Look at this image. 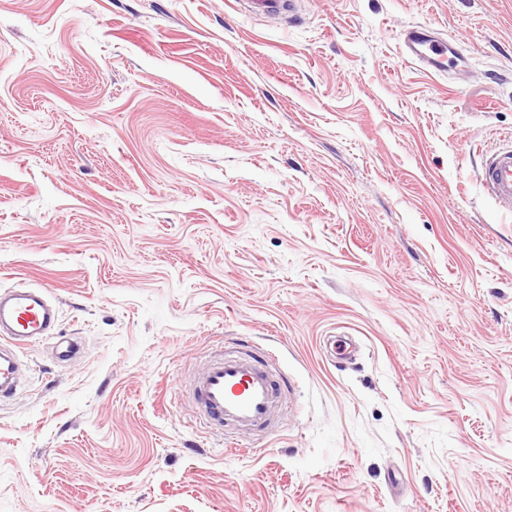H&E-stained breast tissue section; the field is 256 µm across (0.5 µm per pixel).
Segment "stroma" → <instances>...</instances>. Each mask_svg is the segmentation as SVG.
Wrapping results in <instances>:
<instances>
[{
	"label": "stroma",
	"mask_w": 512,
	"mask_h": 512,
	"mask_svg": "<svg viewBox=\"0 0 512 512\" xmlns=\"http://www.w3.org/2000/svg\"><path fill=\"white\" fill-rule=\"evenodd\" d=\"M509 136L512 0H0V290L59 307L0 512H512ZM269 349L278 427L226 447L174 386ZM403 50L407 59L417 62L429 72L448 73L462 72L461 63L465 57L457 45L445 41L424 25H414L403 34ZM482 185L495 204L512 214V146L503 144L485 153Z\"/></svg>",
	"instance_id": "1"
}]
</instances>
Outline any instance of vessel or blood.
Listing matches in <instances>:
<instances>
[{"label": "vessel or blood", "mask_w": 512, "mask_h": 512, "mask_svg": "<svg viewBox=\"0 0 512 512\" xmlns=\"http://www.w3.org/2000/svg\"><path fill=\"white\" fill-rule=\"evenodd\" d=\"M407 59L429 72L460 71L462 52L424 25L403 35ZM482 185L495 204L512 214V146L502 145L484 155ZM59 316L45 287L12 288L0 293V401L20 387L22 348L53 337ZM193 399L206 420L244 435L269 427L282 402L277 380L261 361L230 354L208 362L189 383Z\"/></svg>", "instance_id": "b4317fda"}]
</instances>
